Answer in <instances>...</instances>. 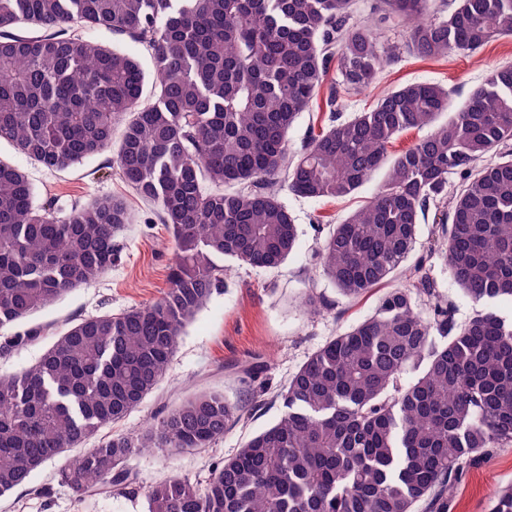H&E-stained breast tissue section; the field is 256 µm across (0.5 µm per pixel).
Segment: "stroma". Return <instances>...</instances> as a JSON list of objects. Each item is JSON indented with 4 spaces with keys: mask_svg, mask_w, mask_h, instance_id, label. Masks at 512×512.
Returning <instances> with one entry per match:
<instances>
[{
    "mask_svg": "<svg viewBox=\"0 0 512 512\" xmlns=\"http://www.w3.org/2000/svg\"><path fill=\"white\" fill-rule=\"evenodd\" d=\"M380 53L387 62L374 84L358 91L342 88L343 117L367 110L382 94L408 82L437 83L455 101H463L482 85L496 67L512 64V37L500 38L473 54L452 53L422 59L403 51L405 30L395 21L384 23ZM0 158L19 165L36 192L37 203L50 206L62 217L95 197L123 199L131 216L115 242L118 258L94 285L75 288L28 321L5 328L8 336L23 340L0 353V374H17L34 364L53 338L80 320L103 314L119 315L151 303L167 291L175 247L172 231L162 224L152 205L123 181L111 152H104L65 171L47 169L0 142ZM381 176H374L350 196L311 199L281 191L280 200L292 214L298 239L294 252L277 268L236 265L220 288L183 330L164 379L125 419L101 429L86 447L104 439L132 434L184 398L200 392L224 394L244 409L243 419L211 447L177 455L155 451L132 462L142 484L172 475L192 480L207 477L211 467L236 454L253 435L280 417L279 392L318 348L338 333L374 314L384 289L348 299L323 275L317 260L320 242L330 225L340 223L375 194ZM443 210L430 206L417 229L410 261H423L433 280L436 297L421 296L420 308L435 298L452 302L458 321L479 311L459 290L444 267L438 249L442 242ZM323 298L327 306L310 312L308 295ZM39 328L37 339H25L28 329ZM59 461L45 464L28 485L0 497V512H143V502L122 496L99 495L76 501L57 478ZM512 484V445L491 449L470 468L448 495V512H491L497 493Z\"/></svg>",
    "mask_w": 512,
    "mask_h": 512,
    "instance_id": "obj_1",
    "label": "stroma"
}]
</instances>
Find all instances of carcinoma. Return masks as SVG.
<instances>
[{
    "instance_id": "cac0c4a2",
    "label": "carcinoma",
    "mask_w": 512,
    "mask_h": 512,
    "mask_svg": "<svg viewBox=\"0 0 512 512\" xmlns=\"http://www.w3.org/2000/svg\"><path fill=\"white\" fill-rule=\"evenodd\" d=\"M354 0H0V140L53 170L114 149L131 189L170 226V287L152 304L71 325L39 360L0 375V496L28 484L100 428L126 418L158 386L185 326L224 279V263L276 268L297 227L280 201L343 198L375 172L368 203L335 225L318 258L348 298L385 283L411 253L420 218L451 203L441 259L473 302L512 301V65L494 70L457 109L440 85L416 82L371 110L309 136L288 134L320 96L331 62L366 89L382 64ZM407 25L422 58L474 52L512 37V0H380ZM152 57L154 76L118 45ZM123 124L113 142L117 124ZM430 132L394 160L401 133ZM462 184L448 201V175ZM130 215L93 199L60 219L34 201L26 173L0 159V329L87 287L115 260ZM422 266L373 316L315 351L281 393L268 429L198 484L178 475L145 488L146 512H448V491L489 448L512 445V320L479 311L463 323ZM241 418L223 395L182 401L135 435L64 461L75 497L134 495L130 462L156 449L208 448ZM492 512H512V485ZM85 36L93 38L95 40H105L109 42H112V39L113 41L118 40L127 53L136 56L140 60L142 67L146 72L149 73L153 70V62L150 55L140 45L132 43L127 39L112 36V34L110 33L94 32L86 33Z\"/></svg>"
}]
</instances>
